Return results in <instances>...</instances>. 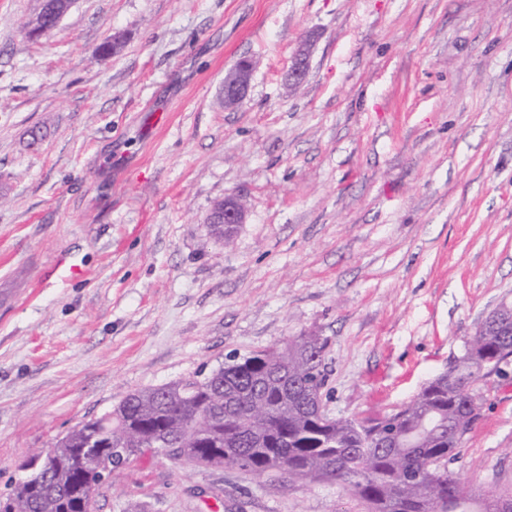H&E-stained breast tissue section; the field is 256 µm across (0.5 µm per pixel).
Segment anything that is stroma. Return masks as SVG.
Masks as SVG:
<instances>
[{
  "mask_svg": "<svg viewBox=\"0 0 512 512\" xmlns=\"http://www.w3.org/2000/svg\"><path fill=\"white\" fill-rule=\"evenodd\" d=\"M36 7L0 0V499L128 394L300 334L328 341L330 416L393 412L512 301V0H77L31 39ZM229 194L249 214L225 247L207 217ZM479 386L452 468L512 493V360ZM95 501L367 512L333 482L150 452ZM313 41V35H308L293 56L287 75L289 89L300 87L306 79L310 62V48ZM255 68L251 59H242L224 74L222 99L225 108H234L243 102L251 87Z\"/></svg>",
  "mask_w": 512,
  "mask_h": 512,
  "instance_id": "1",
  "label": "stroma"
}]
</instances>
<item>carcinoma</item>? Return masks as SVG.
Returning <instances> with one entry per match:
<instances>
[{
  "mask_svg": "<svg viewBox=\"0 0 512 512\" xmlns=\"http://www.w3.org/2000/svg\"><path fill=\"white\" fill-rule=\"evenodd\" d=\"M470 348L398 410L360 421L318 412L326 383L328 340L308 336L234 359L209 377L137 390L109 412L97 429L100 454L113 443L131 452L157 437L185 448L183 461L205 467H237L256 473L282 471L301 480L333 481L365 502L370 512H497L512 496L468 491L451 494L461 478L449 468L465 434L480 415L482 372L498 371L512 356V336L489 323ZM50 459L34 476L21 474L0 512H93L87 492L98 473L84 463L85 436Z\"/></svg>",
  "mask_w": 512,
  "mask_h": 512,
  "instance_id": "cac0c4a2",
  "label": "carcinoma"
}]
</instances>
